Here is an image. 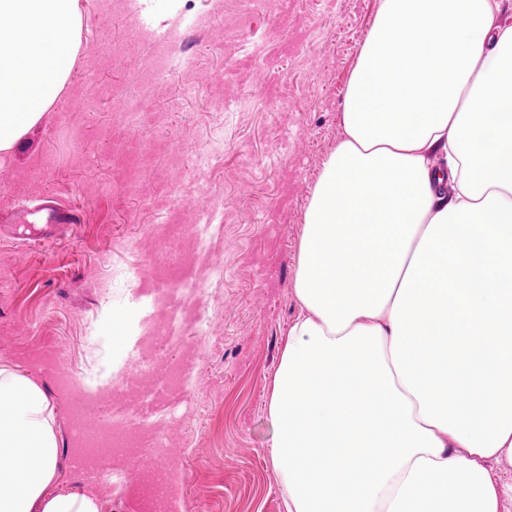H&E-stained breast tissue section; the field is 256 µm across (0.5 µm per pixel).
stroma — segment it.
I'll list each match as a JSON object with an SVG mask.
<instances>
[{
	"instance_id": "35a3bbf8",
	"label": "stroma",
	"mask_w": 512,
	"mask_h": 512,
	"mask_svg": "<svg viewBox=\"0 0 512 512\" xmlns=\"http://www.w3.org/2000/svg\"><path fill=\"white\" fill-rule=\"evenodd\" d=\"M113 0H76L72 73L42 121L0 152V215L51 192L82 224L43 241L27 225L0 227V364L39 384L55 409L62 458L58 488L92 489L76 468L72 403L50 368L111 382L138 337L135 290L152 273L157 225L190 224L209 206L219 240L221 303L201 357L199 387L171 414L181 512H282L270 456L266 403L289 325L300 312L295 258L313 185L340 137V112L358 49L379 0H141L154 26L175 33L195 63L141 90L148 42L127 48L126 16ZM128 51L127 70L114 68ZM98 83L83 95L84 78ZM139 98L149 121L128 129L123 101ZM221 144L206 170L198 147ZM136 184L124 193L122 182Z\"/></svg>"
}]
</instances>
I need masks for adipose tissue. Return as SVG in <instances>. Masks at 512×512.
Wrapping results in <instances>:
<instances>
[{"label":"adipose tissue","instance_id":"1","mask_svg":"<svg viewBox=\"0 0 512 512\" xmlns=\"http://www.w3.org/2000/svg\"><path fill=\"white\" fill-rule=\"evenodd\" d=\"M498 0H379L296 257L266 405L285 512H512V25ZM0 151L75 64V0H0ZM451 183L452 194L441 186ZM50 401L0 367V512L60 491Z\"/></svg>","mask_w":512,"mask_h":512}]
</instances>
